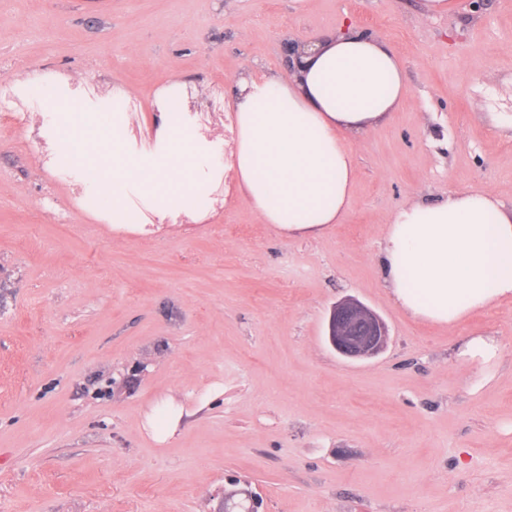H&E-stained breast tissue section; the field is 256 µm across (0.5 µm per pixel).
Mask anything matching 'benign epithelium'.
<instances>
[{
  "label": "benign epithelium",
  "instance_id": "obj_1",
  "mask_svg": "<svg viewBox=\"0 0 512 512\" xmlns=\"http://www.w3.org/2000/svg\"><path fill=\"white\" fill-rule=\"evenodd\" d=\"M329 344L348 359H362L380 353L388 340L383 320L355 299H344L330 311L327 323Z\"/></svg>",
  "mask_w": 512,
  "mask_h": 512
}]
</instances>
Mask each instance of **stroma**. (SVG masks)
I'll use <instances>...</instances> for the list:
<instances>
[{"instance_id": "stroma-1", "label": "stroma", "mask_w": 512, "mask_h": 512, "mask_svg": "<svg viewBox=\"0 0 512 512\" xmlns=\"http://www.w3.org/2000/svg\"><path fill=\"white\" fill-rule=\"evenodd\" d=\"M352 24L395 49L401 108L352 139L341 223L291 240L239 193L200 224L117 229L43 163L33 79L124 89L143 134L169 79L224 130L244 70ZM0 512H512V301L443 328L376 261L404 202L512 208V0H0ZM353 298L378 355L325 341ZM500 344L488 369L460 361ZM327 338L340 355L348 359H362L377 355L385 348L388 329L376 313L348 298L331 309ZM499 353V345L490 336H472L461 347L458 356L466 363L486 366L493 362Z\"/></svg>"}]
</instances>
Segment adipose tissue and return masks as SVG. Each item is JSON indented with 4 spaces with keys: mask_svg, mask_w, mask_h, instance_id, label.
I'll return each instance as SVG.
<instances>
[{
    "mask_svg": "<svg viewBox=\"0 0 512 512\" xmlns=\"http://www.w3.org/2000/svg\"><path fill=\"white\" fill-rule=\"evenodd\" d=\"M297 73H244L231 102L232 143L205 134L188 110V87L159 89L153 137L131 135L126 95L104 113L70 92L45 94L59 165L94 213L110 224L197 222L225 183L263 223L299 237L340 223L356 180L349 136L374 129L401 105L403 66L386 41L356 29L303 49ZM378 262L395 301L411 316L453 326L469 311L512 299V210L490 190L439 202L411 200L385 226Z\"/></svg>",
    "mask_w": 512,
    "mask_h": 512,
    "instance_id": "ef3b65f1",
    "label": "adipose tissue"
}]
</instances>
